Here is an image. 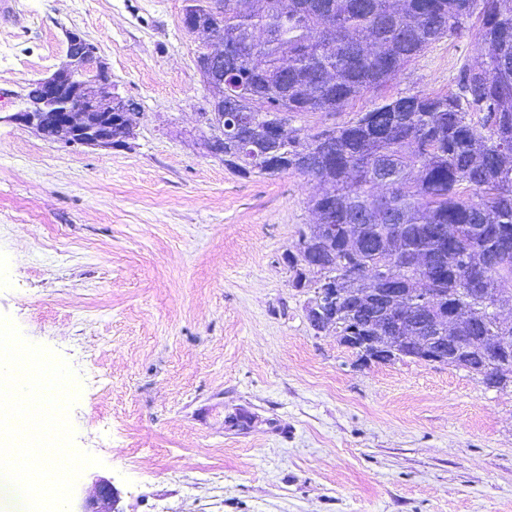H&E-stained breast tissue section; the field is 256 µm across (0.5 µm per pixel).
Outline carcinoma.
<instances>
[{"instance_id": "1", "label": "carcinoma", "mask_w": 512, "mask_h": 512, "mask_svg": "<svg viewBox=\"0 0 512 512\" xmlns=\"http://www.w3.org/2000/svg\"><path fill=\"white\" fill-rule=\"evenodd\" d=\"M191 2L195 27L224 32V139L210 152L242 175L292 170L323 185L299 233L305 247L287 255L294 287L336 289L319 329H355L384 352L380 323L390 336L414 326L375 292L429 288L451 334L473 337L456 367L482 374L486 346L512 364V320L488 306L512 282V0H224L219 12ZM474 17L481 63L458 92L385 98L314 134L273 132L305 112L336 115L432 43L470 32ZM392 264L396 278L368 275ZM472 288L486 296L468 297Z\"/></svg>"}]
</instances>
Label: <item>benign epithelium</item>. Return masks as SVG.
<instances>
[{"label":"benign epithelium","mask_w":512,"mask_h":512,"mask_svg":"<svg viewBox=\"0 0 512 512\" xmlns=\"http://www.w3.org/2000/svg\"><path fill=\"white\" fill-rule=\"evenodd\" d=\"M89 47L90 42L82 35L68 33L67 62L50 76L36 81L41 90L36 103L7 116V120L23 123L42 138L64 146L101 149L126 146L137 125L134 104L115 92L112 80L107 78V68ZM221 66L222 59L214 56L208 58V65H197L207 89H212L214 72ZM116 111L122 116V138L118 143L112 137V113ZM412 309L426 314L420 325L428 342L427 348L419 350L423 359L439 363L447 359L448 351L468 347L463 337L435 334L442 316L439 298L431 290L420 289L412 299ZM116 504L113 489L105 484L83 512H120Z\"/></svg>","instance_id":"7a95c632"}]
</instances>
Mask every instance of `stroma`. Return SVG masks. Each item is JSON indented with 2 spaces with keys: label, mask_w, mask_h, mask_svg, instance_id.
I'll return each instance as SVG.
<instances>
[{
  "label": "stroma",
  "mask_w": 512,
  "mask_h": 512,
  "mask_svg": "<svg viewBox=\"0 0 512 512\" xmlns=\"http://www.w3.org/2000/svg\"><path fill=\"white\" fill-rule=\"evenodd\" d=\"M185 0H10L0 17V316L76 375V449L120 512H512V383L415 359L364 360L307 320L285 255L319 182L242 176L213 155ZM97 47L138 105L126 147L63 146L8 121ZM443 38L381 91L307 112L314 133L382 97L447 94L477 67Z\"/></svg>",
  "instance_id": "1"
}]
</instances>
